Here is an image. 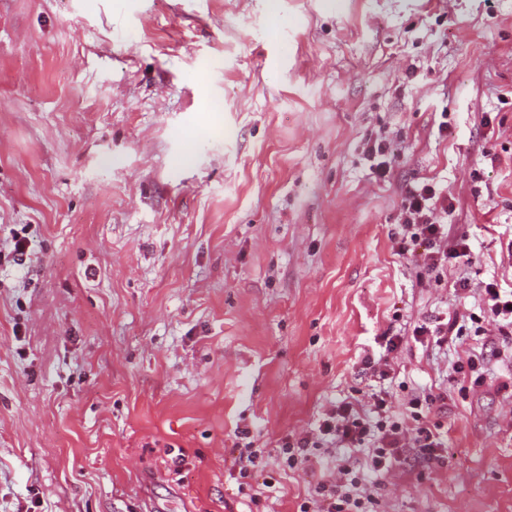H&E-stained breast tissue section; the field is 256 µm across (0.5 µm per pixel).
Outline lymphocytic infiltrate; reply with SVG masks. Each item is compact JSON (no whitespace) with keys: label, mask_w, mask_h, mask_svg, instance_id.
<instances>
[{"label":"lymphocytic infiltrate","mask_w":512,"mask_h":512,"mask_svg":"<svg viewBox=\"0 0 512 512\" xmlns=\"http://www.w3.org/2000/svg\"><path fill=\"white\" fill-rule=\"evenodd\" d=\"M448 210L447 197L421 181H412L403 187L401 210L403 233L394 238V246L401 255L417 256L421 275L428 276L442 269L448 259L466 258L470 247L465 238L449 239L448 226L437 220V213ZM482 317L472 318L474 333L512 337V293L499 288L497 283H485L480 292ZM444 395L426 393L409 401L408 411L414 421L407 428L392 421L387 401L375 396L369 412H359L351 401L338 402L322 416L315 429L285 438L280 455L288 468L311 463L319 449L330 446L354 448L367 438L378 441L377 448L369 450L363 463V472L385 474L406 448L420 449L430 459H437L438 448L444 442L437 428L431 427L428 415L441 409ZM361 475L346 482L320 479L313 487L309 501L303 502L300 512H373L379 501L375 496L361 492Z\"/></svg>","instance_id":"lymphocytic-infiltrate-1"}]
</instances>
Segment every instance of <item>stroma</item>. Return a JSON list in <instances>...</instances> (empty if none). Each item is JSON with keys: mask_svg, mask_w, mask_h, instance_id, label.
<instances>
[{"mask_svg": "<svg viewBox=\"0 0 512 512\" xmlns=\"http://www.w3.org/2000/svg\"><path fill=\"white\" fill-rule=\"evenodd\" d=\"M414 179L471 248L437 281L392 240ZM492 280L512 0H0V512H299L364 454L293 470L286 436L429 391L443 460L404 449L380 512H512V349L412 335ZM473 347L478 386L453 369ZM254 440L246 442L243 448H234L239 450L238 464L240 466L239 476L241 479H251L253 472L258 468L256 459L262 457L263 448H252Z\"/></svg>", "mask_w": 512, "mask_h": 512, "instance_id": "obj_1", "label": "stroma"}]
</instances>
